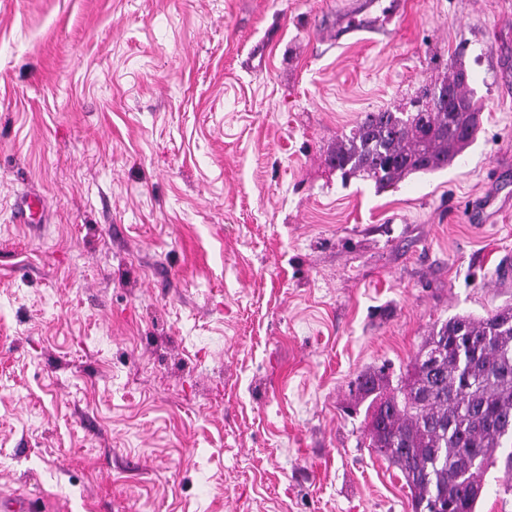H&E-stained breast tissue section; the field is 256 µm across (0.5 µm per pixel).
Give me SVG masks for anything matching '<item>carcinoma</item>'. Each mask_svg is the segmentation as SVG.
<instances>
[{"instance_id":"carcinoma-1","label":"carcinoma","mask_w":512,"mask_h":512,"mask_svg":"<svg viewBox=\"0 0 512 512\" xmlns=\"http://www.w3.org/2000/svg\"><path fill=\"white\" fill-rule=\"evenodd\" d=\"M462 73L440 82L445 106L364 113L336 143L331 165L343 179H369L379 190L451 165L480 128ZM357 389L368 412L373 392L387 397L369 420V447L399 470L413 512H475L484 475L498 465L504 493L512 491L511 305L434 325L397 387L361 374Z\"/></svg>"}]
</instances>
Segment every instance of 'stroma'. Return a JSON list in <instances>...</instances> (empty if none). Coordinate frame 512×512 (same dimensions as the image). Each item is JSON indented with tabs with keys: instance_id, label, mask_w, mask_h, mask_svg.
<instances>
[{
	"instance_id": "stroma-1",
	"label": "stroma",
	"mask_w": 512,
	"mask_h": 512,
	"mask_svg": "<svg viewBox=\"0 0 512 512\" xmlns=\"http://www.w3.org/2000/svg\"><path fill=\"white\" fill-rule=\"evenodd\" d=\"M391 2L0 0V497L412 512L351 385L512 305V0ZM458 60L452 166L327 165Z\"/></svg>"
}]
</instances>
